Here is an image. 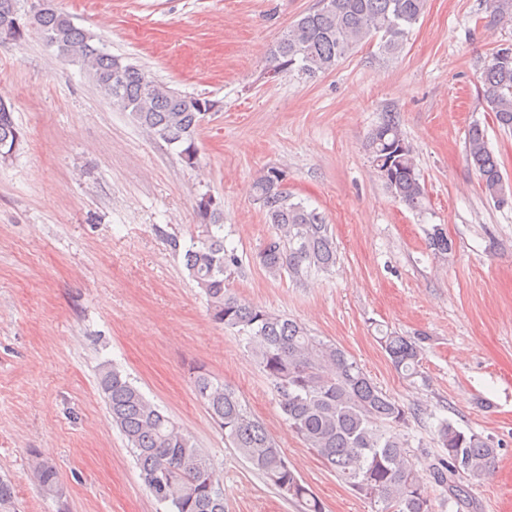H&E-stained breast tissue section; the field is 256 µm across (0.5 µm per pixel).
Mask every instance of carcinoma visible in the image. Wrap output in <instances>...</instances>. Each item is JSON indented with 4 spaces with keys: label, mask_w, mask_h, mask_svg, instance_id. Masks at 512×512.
I'll return each mask as SVG.
<instances>
[{
    "label": "carcinoma",
    "mask_w": 512,
    "mask_h": 512,
    "mask_svg": "<svg viewBox=\"0 0 512 512\" xmlns=\"http://www.w3.org/2000/svg\"><path fill=\"white\" fill-rule=\"evenodd\" d=\"M427 0H319L301 14L271 49L272 75L297 72L309 78L336 69L366 43L379 41L381 53L399 54L426 9ZM17 0H0V38L21 39L27 26L16 25ZM45 40L92 75L100 93L131 112L150 136L179 148L193 167L198 161L196 131L201 106L209 99L182 95L155 80L143 68L123 65L121 82L112 80L118 58L94 43L96 36L75 26L56 10L35 22ZM479 81L497 123L512 129V44L492 51ZM20 135L13 111L0 107V145ZM372 166L395 199L412 210L423 206L424 188L413 149L395 115L388 114L370 133ZM467 159L495 203H508L499 160L488 147L478 123L467 131ZM270 167L253 184L255 201L275 234L263 243L259 265L274 278L286 273L302 280L336 264V243L321 213L308 209L277 179ZM199 245L185 252L189 277L206 297L212 320L244 337L257 359L289 427L314 450L324 465L357 494L380 508L377 512H429L428 486L396 433L409 410L383 392L358 363L334 343L309 334L301 323L236 296L224 275L239 265L235 251L224 246L221 212L210 196L196 204ZM380 343L395 370L412 378L421 365V339L383 333ZM100 390L112 425L119 429L136 458L139 477L169 512H224V481L194 438L143 394L111 363L100 367ZM197 395L225 438L267 484L302 503L305 512H324L322 501L288 463L265 426L249 413L240 397L212 376H194ZM447 456L433 468L434 482L457 502L470 497L460 479L476 480L490 467L500 445L443 420L436 431ZM33 474L49 494L60 492L58 472L37 462Z\"/></svg>",
    "instance_id": "1"
}]
</instances>
